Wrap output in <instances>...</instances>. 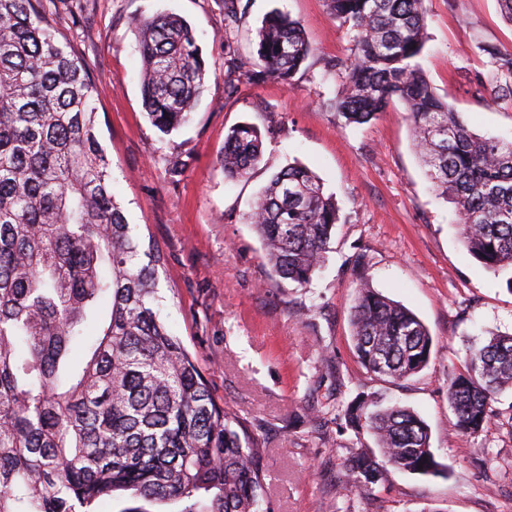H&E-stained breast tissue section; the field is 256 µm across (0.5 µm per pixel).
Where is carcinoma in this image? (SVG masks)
<instances>
[{
  "label": "carcinoma",
  "instance_id": "cac0c4a2",
  "mask_svg": "<svg viewBox=\"0 0 512 512\" xmlns=\"http://www.w3.org/2000/svg\"><path fill=\"white\" fill-rule=\"evenodd\" d=\"M425 0H327L351 33L341 95L327 100L344 124L369 123L402 104L426 176L455 205L462 244L485 269L512 270V141L473 133L441 99L419 63ZM227 30L241 0H224ZM146 118L169 134L191 118L207 70L192 27L174 14L139 23ZM256 53L229 47L224 85L289 82L313 52L300 23L273 10ZM493 100L512 102V51L483 46ZM91 77L41 11V0H0V512H95L127 495L179 512H253L264 481L251 425L217 402L197 360L169 330L157 288L160 255L136 234L112 193L96 135ZM263 157L261 132L227 133L224 178ZM278 278L307 285L325 261L338 208L304 166L276 173L246 216ZM352 312L357 358L389 381L429 363L425 324L365 280L357 255ZM512 389V333L471 345L448 374L455 426L476 435L512 430L496 406ZM347 427L374 436L344 461L355 487L387 468L422 476L444 469L414 411L378 407L361 393L340 410Z\"/></svg>",
  "mask_w": 512,
  "mask_h": 512
}]
</instances>
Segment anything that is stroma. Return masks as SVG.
Listing matches in <instances>:
<instances>
[{"label": "stroma", "instance_id": "35a3bbf8", "mask_svg": "<svg viewBox=\"0 0 512 512\" xmlns=\"http://www.w3.org/2000/svg\"><path fill=\"white\" fill-rule=\"evenodd\" d=\"M46 15L89 70L96 133L112 191L129 223L163 253L159 287L173 297L168 323L205 373L212 393L240 418L260 419L265 473L260 512H512V431L465 435L448 405V371L484 332L512 333V288L461 245L454 206L428 181L402 105L371 122L340 126L328 98L343 90L351 55L346 27L326 0H247L238 29L224 32V0H42ZM300 22L313 53L290 83L242 81L224 91L225 42L256 49L264 16ZM421 66L469 127L512 141V103L486 99L483 46L512 49L498 0H426ZM174 13L195 30L205 89L192 121L163 134L144 118L136 22ZM263 134L262 163L228 180L217 159L230 128ZM300 164L339 207L324 266L307 287L281 281L244 220L282 168ZM364 254L372 286L428 328L430 362L390 382L368 372L351 341ZM413 409L445 467L439 477L389 470L360 490L344 476L356 449L374 448L343 421L325 422L359 392Z\"/></svg>", "mask_w": 512, "mask_h": 512}]
</instances>
